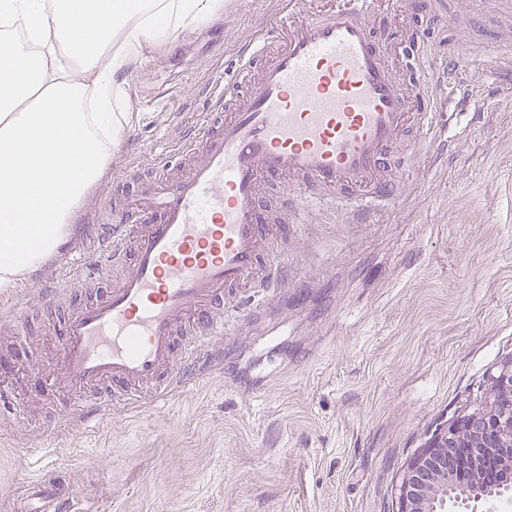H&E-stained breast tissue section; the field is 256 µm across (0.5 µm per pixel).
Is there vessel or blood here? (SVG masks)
Segmentation results:
<instances>
[{"mask_svg": "<svg viewBox=\"0 0 512 512\" xmlns=\"http://www.w3.org/2000/svg\"><path fill=\"white\" fill-rule=\"evenodd\" d=\"M382 0H282L238 52L234 81L216 85L210 112L178 146L182 169L139 179L108 211L91 255L70 265L119 285L92 295L58 326L59 385L98 403L162 393L175 357L196 359L236 327L224 295L270 291L283 277L262 191H283L290 218L317 198L385 207L423 150L437 97L414 62V40L382 43ZM7 512H80L78 497L39 479Z\"/></svg>", "mask_w": 512, "mask_h": 512, "instance_id": "vessel-or-blood-1", "label": "vessel or blood"}]
</instances>
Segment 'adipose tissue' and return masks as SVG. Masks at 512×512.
Here are the masks:
<instances>
[{"label":"adipose tissue","instance_id":"obj_1","mask_svg":"<svg viewBox=\"0 0 512 512\" xmlns=\"http://www.w3.org/2000/svg\"><path fill=\"white\" fill-rule=\"evenodd\" d=\"M224 0H0V284L51 256L130 114L117 81L147 44Z\"/></svg>","mask_w":512,"mask_h":512}]
</instances>
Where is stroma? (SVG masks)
I'll return each instance as SVG.
<instances>
[{
	"instance_id": "35a3bbf8",
	"label": "stroma",
	"mask_w": 512,
	"mask_h": 512,
	"mask_svg": "<svg viewBox=\"0 0 512 512\" xmlns=\"http://www.w3.org/2000/svg\"><path fill=\"white\" fill-rule=\"evenodd\" d=\"M281 0H224L223 14L145 45L123 77L128 130L65 241L91 253L121 177L177 162L238 46ZM420 60L474 54L461 83L483 112H441L400 199L351 215L303 210L274 291L240 300L241 324L170 380L163 397L116 400L100 423L48 392L54 321L12 323L64 281L58 315L88 289L56 262L0 288V494L53 467L85 512H397L411 458L485 400L512 360V4L426 0Z\"/></svg>"
}]
</instances>
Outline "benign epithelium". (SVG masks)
<instances>
[{
  "instance_id": "benign-epithelium-1",
  "label": "benign epithelium",
  "mask_w": 512,
  "mask_h": 512,
  "mask_svg": "<svg viewBox=\"0 0 512 512\" xmlns=\"http://www.w3.org/2000/svg\"><path fill=\"white\" fill-rule=\"evenodd\" d=\"M512 499V361L502 366L484 405L439 430L412 458L398 485L397 512H480Z\"/></svg>"
}]
</instances>
